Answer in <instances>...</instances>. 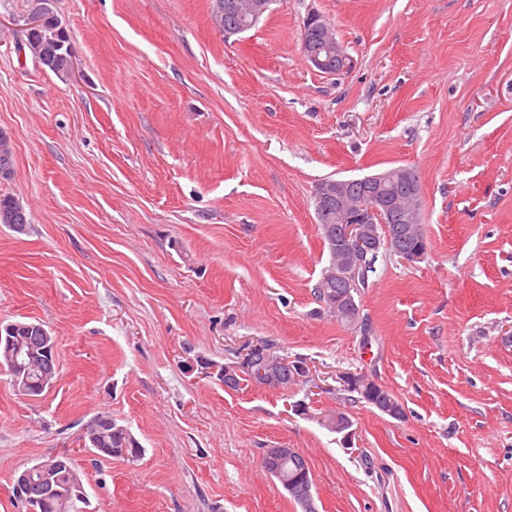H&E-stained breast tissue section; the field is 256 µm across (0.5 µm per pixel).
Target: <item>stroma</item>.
Listing matches in <instances>:
<instances>
[{
  "mask_svg": "<svg viewBox=\"0 0 512 512\" xmlns=\"http://www.w3.org/2000/svg\"><path fill=\"white\" fill-rule=\"evenodd\" d=\"M32 7L0 0V194L30 220L0 224V323L45 324L59 369L37 398L0 371V512H25L18 471L63 453L84 512H300L262 466L272 446L306 457L316 512H512V0H277L231 37L211 0H56L65 80L24 48ZM311 12L348 73L309 67ZM396 166L420 176L429 248L379 254L365 336L315 296L314 195ZM259 341L310 382L206 373ZM348 372L403 418L345 390ZM102 413L139 460L80 448ZM371 387L372 389L369 394H364L363 392L357 390L356 388H351L350 390L347 391L356 392L358 395H360L361 399L364 400L366 403L370 404L371 406L375 407L378 411L392 418L394 417L391 416L389 413V410H391L392 408L397 407L400 409V413H404V409L401 402L390 391L386 390L385 388L376 383H372Z\"/></svg>",
  "mask_w": 512,
  "mask_h": 512,
  "instance_id": "obj_1",
  "label": "stroma"
}]
</instances>
